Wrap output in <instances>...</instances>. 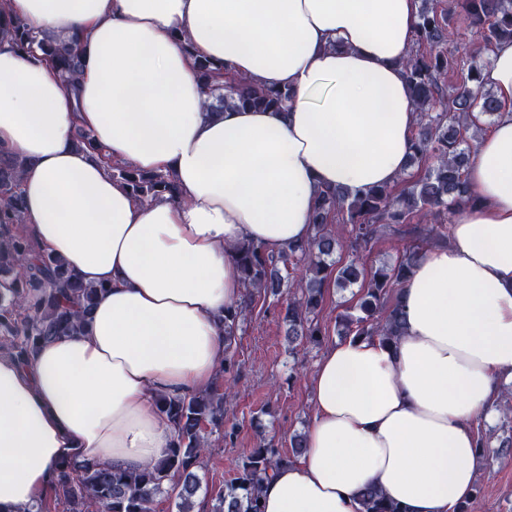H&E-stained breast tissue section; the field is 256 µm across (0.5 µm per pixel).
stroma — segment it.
I'll return each instance as SVG.
<instances>
[{
	"label": "stroma",
	"instance_id": "35a3bbf8",
	"mask_svg": "<svg viewBox=\"0 0 512 512\" xmlns=\"http://www.w3.org/2000/svg\"><path fill=\"white\" fill-rule=\"evenodd\" d=\"M283 297L257 301L239 330L232 347L239 363L238 395L228 415L234 424L233 440L223 432L210 433V452L197 472L201 488L195 498L197 512H210L219 493L235 474L242 458L261 439L289 450L296 433L307 430L313 418L307 383L322 354L321 349L292 351L283 321ZM479 430L489 442L488 453L477 460V496L466 502L467 512H512V451L501 448L512 437V416L496 414L480 421Z\"/></svg>",
	"mask_w": 512,
	"mask_h": 512
}]
</instances>
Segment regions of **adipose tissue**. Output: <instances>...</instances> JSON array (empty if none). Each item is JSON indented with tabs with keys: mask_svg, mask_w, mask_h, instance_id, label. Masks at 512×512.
I'll list each match as a JSON object with an SVG mask.
<instances>
[{
	"mask_svg": "<svg viewBox=\"0 0 512 512\" xmlns=\"http://www.w3.org/2000/svg\"><path fill=\"white\" fill-rule=\"evenodd\" d=\"M38 41L79 39L67 90L41 51L0 37V148L23 159V222L104 288L86 329L0 356V512H33L62 463L137 469L165 455L158 396L209 388L239 300L233 246L308 240L320 193L393 183L417 121L401 62L417 0H10ZM289 89L287 110H204L196 58ZM483 82L502 115L475 148L478 203L403 289L405 334L350 338L310 377L315 416L264 512H360L373 484L408 512H457L476 477L474 422L512 384V43ZM101 147L91 156L76 129ZM171 174L134 200L110 166Z\"/></svg>",
	"mask_w": 512,
	"mask_h": 512,
	"instance_id": "ef3b65f1",
	"label": "adipose tissue"
}]
</instances>
